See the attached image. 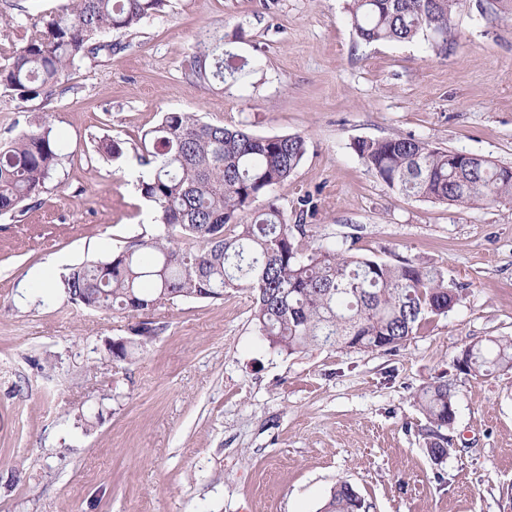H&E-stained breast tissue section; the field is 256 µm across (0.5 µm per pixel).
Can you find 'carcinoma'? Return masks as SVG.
Instances as JSON below:
<instances>
[{
  "label": "carcinoma",
  "mask_w": 512,
  "mask_h": 512,
  "mask_svg": "<svg viewBox=\"0 0 512 512\" xmlns=\"http://www.w3.org/2000/svg\"><path fill=\"white\" fill-rule=\"evenodd\" d=\"M169 0H69L26 30L23 44L0 66V87L28 100L51 96L63 73L86 58L112 54L102 39L129 32L166 9ZM464 0H352L350 21L359 40H423L448 52L454 14ZM256 62L224 47L218 28L200 31L188 65L199 83H238ZM299 134L258 136L245 128L202 121L190 112H166L133 145L142 167L141 198L154 208V232L142 234L103 262L85 263L64 278L68 299L98 312L156 311L185 300H220L245 291L251 322L268 346L288 354L315 348L396 350L433 316H445L462 290L442 271L408 260L377 261L350 249L307 247L304 215L298 223L271 193L302 162ZM367 170L407 199L460 207L512 203V166L476 158L467 167L451 152L413 137L361 140L355 145ZM98 152L114 160L124 142L105 140ZM66 143L35 124L0 146V214L38 197L63 169ZM267 198L262 208L254 207ZM156 329L127 344L112 340L114 361L132 360ZM462 372L490 376L512 370V336L488 338L461 351ZM415 401L425 415L427 452L449 453L441 430L455 417V390L436 380ZM364 500L338 483L321 512H362Z\"/></svg>",
  "instance_id": "obj_1"
}]
</instances>
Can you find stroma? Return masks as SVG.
I'll use <instances>...</instances> for the list:
<instances>
[{
  "mask_svg": "<svg viewBox=\"0 0 512 512\" xmlns=\"http://www.w3.org/2000/svg\"><path fill=\"white\" fill-rule=\"evenodd\" d=\"M65 2L0 0V65ZM349 3L170 0L112 33V56L69 69L52 97L0 89V143L37 120L69 153L37 202L0 215V512H320L341 480L369 512H512V371L452 365L471 343L512 336V204L404 198L354 149L414 137L512 165V17L467 0L441 54L360 41ZM205 26L257 61L245 82L187 79ZM165 112L305 136L274 196L291 217L309 206L311 241L440 269L463 285L461 301L396 351L294 355L256 335L246 293L181 301L153 313L157 334L131 362L109 360L105 339L129 335L141 313L94 312L61 293L42 304L36 283L152 232L133 151L113 161L97 147L134 143ZM440 376L456 406L450 453L436 461L414 395Z\"/></svg>",
  "mask_w": 512,
  "mask_h": 512,
  "instance_id": "obj_1",
  "label": "stroma"
}]
</instances>
